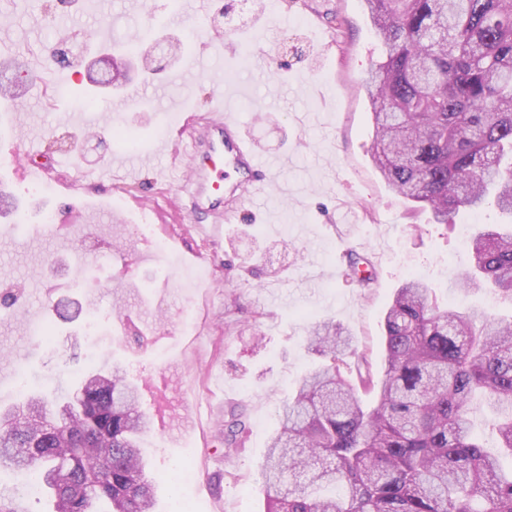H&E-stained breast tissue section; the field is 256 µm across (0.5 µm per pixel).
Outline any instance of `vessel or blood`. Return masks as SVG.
Returning a JSON list of instances; mask_svg holds the SVG:
<instances>
[{"instance_id": "vessel-or-blood-1", "label": "vessel or blood", "mask_w": 512, "mask_h": 512, "mask_svg": "<svg viewBox=\"0 0 512 512\" xmlns=\"http://www.w3.org/2000/svg\"><path fill=\"white\" fill-rule=\"evenodd\" d=\"M193 157L185 162V193L181 210L193 223L206 224L220 239L238 208L264 195L273 181V168L261 160L234 113L215 105L191 115Z\"/></svg>"}]
</instances>
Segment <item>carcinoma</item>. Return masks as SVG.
<instances>
[{"mask_svg": "<svg viewBox=\"0 0 512 512\" xmlns=\"http://www.w3.org/2000/svg\"><path fill=\"white\" fill-rule=\"evenodd\" d=\"M381 55L365 82L373 162L388 186L448 225L494 206L512 216V0H364ZM49 51L76 66L81 47ZM93 83L119 85L128 58ZM455 287L491 289L512 304V224H477ZM352 336L330 321L308 347L327 363L306 373L283 407L261 470L264 512H512L503 473L472 432L476 399L498 419L512 456V315L440 308L417 278L385 314V376L374 381ZM358 357V383L341 366ZM81 407L59 417L44 394L0 412V472H25L55 512H153L156 481L141 474L149 419L120 369L92 371ZM376 393L367 409L361 395ZM225 454L246 432L224 422ZM76 462L68 481L59 472Z\"/></svg>", "mask_w": 512, "mask_h": 512, "instance_id": "1", "label": "carcinoma"}]
</instances>
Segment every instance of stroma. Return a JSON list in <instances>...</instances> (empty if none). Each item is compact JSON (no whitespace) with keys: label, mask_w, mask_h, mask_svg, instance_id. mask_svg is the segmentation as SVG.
<instances>
[{"label":"stroma","mask_w":512,"mask_h":512,"mask_svg":"<svg viewBox=\"0 0 512 512\" xmlns=\"http://www.w3.org/2000/svg\"><path fill=\"white\" fill-rule=\"evenodd\" d=\"M224 3L210 0L209 16L200 17L180 0L131 8L120 0H0V41L22 68L46 70L20 111H0V160L14 144L58 163L55 181L42 187L24 170L13 174L25 228H13L12 210L0 211V285L20 297L0 306V409L23 400L19 372L61 388L57 411L88 370L123 368L153 420L145 456L159 486L155 512L184 498L192 512H263L260 470L280 409L322 363L305 343L316 322L330 318L349 332L380 379L385 312L411 275L430 282L441 306L480 303L512 314L483 289L451 284L468 260L464 216L451 228L432 223L372 161L364 81L379 44L363 0H264L261 13L254 0H237L218 37L210 16ZM62 15L67 29L98 30L112 42L181 38L177 65L148 79L161 106L118 110L124 91L100 87L97 108L76 107L71 90L91 87L85 70L46 64L45 33ZM260 52L269 62L263 71L254 62ZM227 89L259 156L282 166L265 202L245 206L214 244L180 211L181 169L156 148L169 139L188 150L187 116L208 111ZM126 136L138 145L121 146ZM46 213L52 224L43 223ZM141 224L151 233L139 234ZM117 248L123 260L113 259ZM351 250L374 264L373 287L348 276ZM196 251L202 261H192ZM91 318L104 322L93 341L83 336ZM36 324L53 327L51 343L32 336ZM233 408L245 413L248 432L228 456L220 429ZM184 461L197 472L188 487L174 473Z\"/></svg>","instance_id":"1"}]
</instances>
